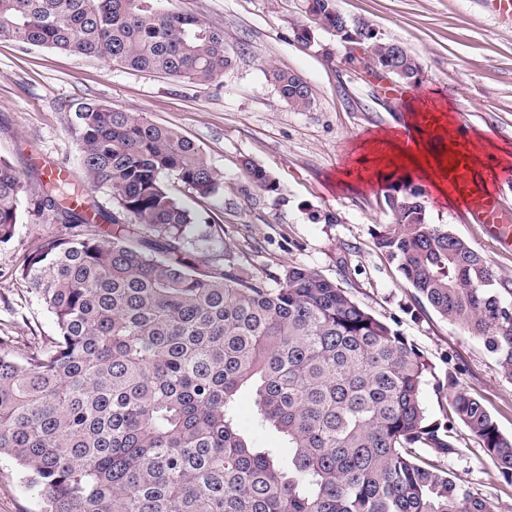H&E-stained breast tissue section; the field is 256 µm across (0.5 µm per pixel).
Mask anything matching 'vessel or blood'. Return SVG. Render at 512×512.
<instances>
[{
    "instance_id": "b4317fda",
    "label": "vessel or blood",
    "mask_w": 512,
    "mask_h": 512,
    "mask_svg": "<svg viewBox=\"0 0 512 512\" xmlns=\"http://www.w3.org/2000/svg\"><path fill=\"white\" fill-rule=\"evenodd\" d=\"M469 191L472 199L470 214L473 220L483 224L489 236L505 250H512V208L506 206L499 193L472 190L465 166H458L448 180L449 193Z\"/></svg>"
}]
</instances>
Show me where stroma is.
Returning a JSON list of instances; mask_svg holds the SVG:
<instances>
[{
    "mask_svg": "<svg viewBox=\"0 0 512 512\" xmlns=\"http://www.w3.org/2000/svg\"><path fill=\"white\" fill-rule=\"evenodd\" d=\"M352 19L370 21L380 36L402 44L420 62L419 84L390 94L397 83L344 61L335 36L316 30L303 48L296 25L309 23L305 0H170L172 9L224 31L232 63L210 84L134 72L110 62L44 47L0 41V159L25 174L37 195L41 160L70 168L83 184L74 112L95 99L178 130L223 172L219 196L196 197L177 180L172 192L213 229L216 249L234 242L249 272L278 275L287 267L316 271L375 317L388 322L430 362L421 400L433 418L450 410L446 385L478 397L500 430L512 436V379L499 370L482 340L441 318L421 301L373 235L394 218L383 184L367 186L350 174L356 146L368 132L405 124L411 109L444 106L454 133L476 134L512 150V21L483 0H336ZM295 72L309 85L312 110L299 112L279 97L270 68ZM266 170L276 189L258 190L243 159ZM435 224H445L477 251L499 281L512 288V252L499 248L467 207L428 191ZM69 228L51 212L23 213L12 239L0 244V347L26 355L54 335L55 323L17 275L40 239ZM459 451L436 462L494 512H512V486L462 425ZM40 490L0 458V512H39Z\"/></svg>",
    "mask_w": 512,
    "mask_h": 512,
    "instance_id": "1",
    "label": "stroma"
}]
</instances>
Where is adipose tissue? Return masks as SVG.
Returning a JSON list of instances; mask_svg holds the SVG:
<instances>
[{"instance_id":"adipose-tissue-1","label":"adipose tissue","mask_w":512,"mask_h":512,"mask_svg":"<svg viewBox=\"0 0 512 512\" xmlns=\"http://www.w3.org/2000/svg\"><path fill=\"white\" fill-rule=\"evenodd\" d=\"M490 145V139L479 135L468 149H458L456 141L452 140L435 150L427 145L421 132H414L413 143L408 146L396 132L378 131L362 141L363 151L356 163L359 169L372 170L374 176L401 173L426 181L441 192L458 158H465L472 174H479L481 154Z\"/></svg>"}]
</instances>
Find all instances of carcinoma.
Wrapping results in <instances>:
<instances>
[{"instance_id": "obj_1", "label": "carcinoma", "mask_w": 512, "mask_h": 512, "mask_svg": "<svg viewBox=\"0 0 512 512\" xmlns=\"http://www.w3.org/2000/svg\"><path fill=\"white\" fill-rule=\"evenodd\" d=\"M164 0H0V40L99 57L191 83L230 64L224 31ZM307 13L415 84L421 65L341 13ZM281 99H314L294 72L269 71ZM87 182L109 189L107 210L66 181L40 182L38 209L72 232L37 245L19 278L53 315L56 332L31 353L0 349V457L41 487L40 512H492L425 453L458 451L448 422L420 398L431 365L390 324L305 267L267 279L224 242L197 263L187 232L197 215L169 190L172 176L201 198L222 174L173 128L90 101L74 112ZM254 185L275 191L245 159ZM394 223L375 232L416 295L483 340L512 378V290L445 224L406 178L383 194ZM29 208L25 177L0 160V242ZM254 423L291 452L262 447L238 425L239 392ZM452 409L512 484V437L448 375Z\"/></svg>"}]
</instances>
